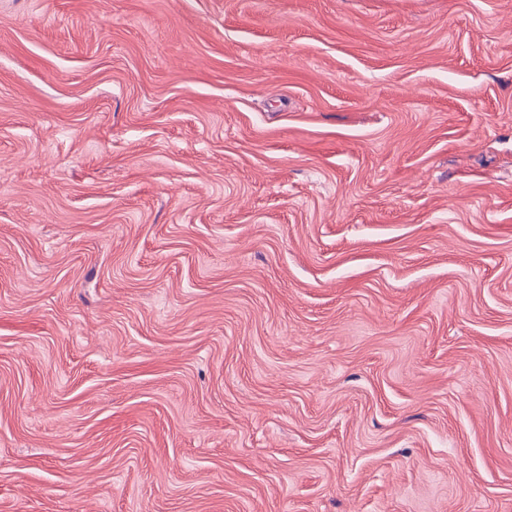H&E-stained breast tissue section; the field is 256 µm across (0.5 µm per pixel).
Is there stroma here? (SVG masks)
Segmentation results:
<instances>
[{
    "mask_svg": "<svg viewBox=\"0 0 512 512\" xmlns=\"http://www.w3.org/2000/svg\"><path fill=\"white\" fill-rule=\"evenodd\" d=\"M0 512H512V0H0Z\"/></svg>",
    "mask_w": 512,
    "mask_h": 512,
    "instance_id": "35a3bbf8",
    "label": "stroma"
}]
</instances>
